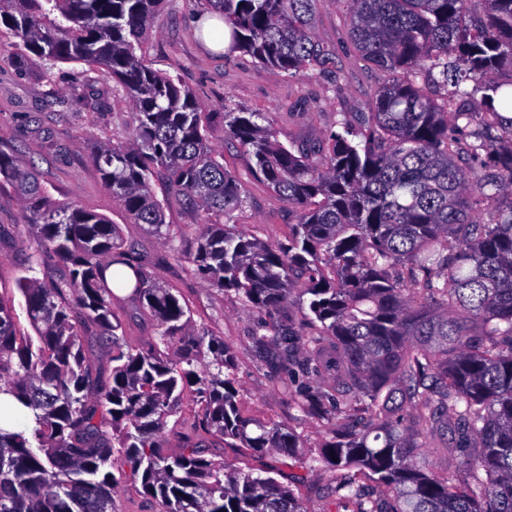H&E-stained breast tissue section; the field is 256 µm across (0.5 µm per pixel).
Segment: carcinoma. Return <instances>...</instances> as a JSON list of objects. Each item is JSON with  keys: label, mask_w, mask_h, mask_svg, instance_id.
<instances>
[{"label": "carcinoma", "mask_w": 512, "mask_h": 512, "mask_svg": "<svg viewBox=\"0 0 512 512\" xmlns=\"http://www.w3.org/2000/svg\"><path fill=\"white\" fill-rule=\"evenodd\" d=\"M163 2L0 0V28L34 65L83 63L119 87L132 133L99 143L93 163L165 244L155 177L208 217L195 274L277 317L253 340L271 372L297 382L299 411L329 425L331 494L352 512H512V78L497 79L512 74V0H348L357 57L393 79L372 112H337L324 137L285 146L259 114L224 112L253 178L295 211L284 243L225 228L246 191L209 144L197 96L140 55ZM207 2L231 28L230 51L278 76L342 70L313 33L321 0ZM2 185L40 249L17 279L32 332L0 297V394L33 415L26 429L0 426V512H115L124 481L160 512H306L273 470L208 455L209 436L283 458L304 439L243 415L224 339L191 332L180 291L143 270L120 226L56 201L0 150ZM51 258L60 274L36 277ZM128 288L157 322L146 348L121 333L114 300ZM89 336L109 370L87 359ZM170 422L185 435L176 456L164 452ZM421 448H454L464 465L438 473Z\"/></svg>", "instance_id": "cac0c4a2"}]
</instances>
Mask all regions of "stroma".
Listing matches in <instances>:
<instances>
[{
  "label": "stroma",
  "mask_w": 512,
  "mask_h": 512,
  "mask_svg": "<svg viewBox=\"0 0 512 512\" xmlns=\"http://www.w3.org/2000/svg\"><path fill=\"white\" fill-rule=\"evenodd\" d=\"M206 10L205 0H167L153 20L142 55L146 64L179 78L202 101L208 140L223 152L225 168L247 191L248 204L233 214L232 224L263 241H285L294 216L287 203L253 179L247 156L225 131V110L266 114L278 140L288 145L334 129L337 110L371 111L375 93L388 76L357 62L348 36L346 0H321L315 23L317 38L336 47L345 63L334 77L313 74L288 80L242 53L207 48L195 25ZM132 126V110L112 81L84 64H58L48 71L31 65L21 59L15 38L0 33V149L31 162L55 198L120 225L126 242L136 244L143 254L147 272L159 283L179 289L191 311L193 329L222 336L231 348L244 414L294 428L308 452L317 453L329 433L320 421L299 412L293 398L277 387L252 343L254 331L267 323V316L245 310L234 293L211 287L191 272L188 257L204 214L184 199L165 195L166 222L173 232L168 246L131 223L105 188L91 154L100 141L123 140ZM0 225L13 232L10 240L0 243V294L10 296L27 254L37 250L38 242L29 237L22 204L6 186L0 188ZM115 310L133 344L145 346L157 336L155 321L136 299L121 295ZM208 445L211 453L243 469L277 468L281 482H295L308 512H351L325 496V488L336 479L325 466L254 456L217 438L209 439Z\"/></svg>",
  "instance_id": "stroma-1"
}]
</instances>
